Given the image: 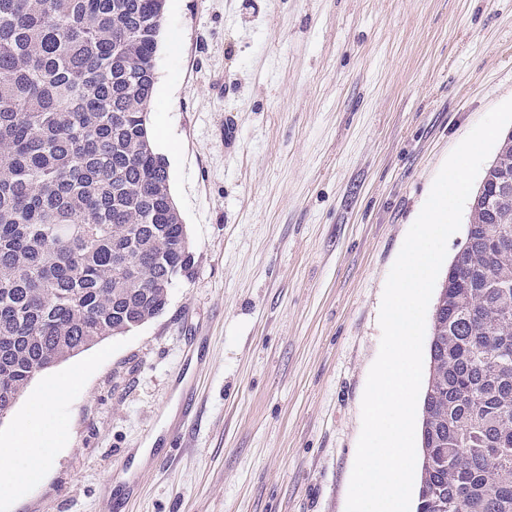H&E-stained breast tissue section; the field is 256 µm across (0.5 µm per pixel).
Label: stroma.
I'll list each match as a JSON object with an SVG mask.
<instances>
[{"label": "stroma", "instance_id": "1", "mask_svg": "<svg viewBox=\"0 0 512 512\" xmlns=\"http://www.w3.org/2000/svg\"><path fill=\"white\" fill-rule=\"evenodd\" d=\"M509 99L512 0H167L148 125L193 272L0 420L1 450L78 370L42 417L47 468L0 512H346L387 276Z\"/></svg>", "mask_w": 512, "mask_h": 512}]
</instances>
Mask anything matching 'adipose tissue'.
<instances>
[{
	"label": "adipose tissue",
	"mask_w": 512,
	"mask_h": 512,
	"mask_svg": "<svg viewBox=\"0 0 512 512\" xmlns=\"http://www.w3.org/2000/svg\"><path fill=\"white\" fill-rule=\"evenodd\" d=\"M77 382L73 375L59 379L52 391L16 427L9 449L0 452V488L8 490L17 482H31L40 475L47 454L41 446L39 419L52 402L60 399Z\"/></svg>",
	"instance_id": "1"
}]
</instances>
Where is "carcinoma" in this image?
<instances>
[{"label": "carcinoma", "instance_id": "1", "mask_svg": "<svg viewBox=\"0 0 512 512\" xmlns=\"http://www.w3.org/2000/svg\"><path fill=\"white\" fill-rule=\"evenodd\" d=\"M166 0H0V419L193 267L147 112ZM512 135L432 315L415 512H512Z\"/></svg>", "mask_w": 512, "mask_h": 512}]
</instances>
